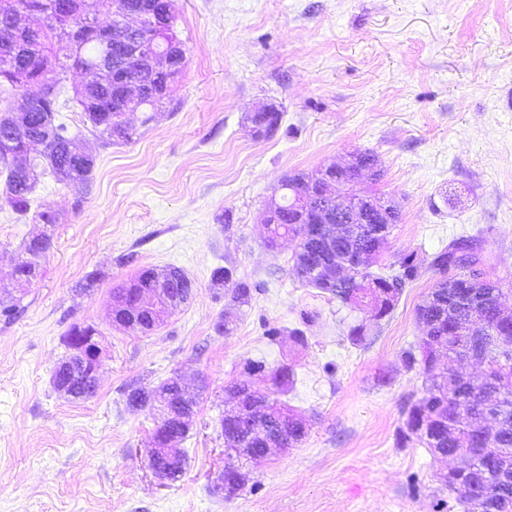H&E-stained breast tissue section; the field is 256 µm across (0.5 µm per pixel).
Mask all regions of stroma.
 Here are the masks:
<instances>
[{"mask_svg":"<svg viewBox=\"0 0 512 512\" xmlns=\"http://www.w3.org/2000/svg\"><path fill=\"white\" fill-rule=\"evenodd\" d=\"M186 66L171 104L132 112L131 142L106 145L67 107L96 161L89 192L44 176L30 214L0 202V289L24 312L0 321V512H464L441 486V464L419 442L399 445L411 403L424 394L405 353L422 328L415 309L439 278L433 255L483 236L482 267L512 275V0H171ZM271 104L277 132L254 137L248 113ZM373 152L401 217L376 270L416 254L391 318L371 344L348 328L366 312L301 284L294 243L265 244L262 222L282 180ZM58 217L43 274L12 270L35 213ZM175 265L195 285L186 304L143 334L111 317L112 290L143 267ZM251 287L249 304L213 287L215 267ZM93 290L80 292L88 274ZM225 319L232 329L217 332ZM101 348L94 397L68 400L51 372L73 324ZM303 328L307 342L291 331ZM264 373L294 366L280 401L302 413L295 448L248 462L250 481L214 490L224 468L226 386L248 361ZM178 376L197 401L187 465L168 484L146 465L155 422L132 410V386Z\"/></svg>","mask_w":512,"mask_h":512,"instance_id":"stroma-1","label":"stroma"}]
</instances>
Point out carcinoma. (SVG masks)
<instances>
[{
  "label": "carcinoma",
  "instance_id": "cac0c4a2",
  "mask_svg": "<svg viewBox=\"0 0 512 512\" xmlns=\"http://www.w3.org/2000/svg\"><path fill=\"white\" fill-rule=\"evenodd\" d=\"M36 30L43 40L34 46L47 47V42L56 36L57 27L47 14L35 22ZM104 49L94 40L81 42L75 53L61 61L60 72H67L80 64L96 67L103 61ZM122 71L138 73L146 83H153L159 75L142 71L137 62L120 54L112 55V73ZM24 95L35 103L29 122L16 132L20 144L31 149L37 157V169L27 178L18 170L8 154L0 151V174L5 175L0 199L21 215L29 212L32 196L40 177L50 173L59 175L60 167L69 170L71 184L88 188L95 159L86 161L71 153L79 133L69 126L49 117L42 109V90L35 86L24 88ZM84 115V123L103 143H114L113 130L121 123L122 109L105 112L99 107L83 102L78 94L70 98ZM282 119L280 112H257L249 120L264 128L278 130ZM285 194L281 196L283 209L294 206L301 194L300 184L285 179L281 183ZM44 224V230L22 245L14 272L23 275L33 267L42 266L51 247L53 230L58 224L57 214L50 209L36 213ZM390 224H339L315 231H304L295 224L267 225V243L276 246L283 238L295 240L294 272L301 282L309 287L326 292L346 306L360 309L370 308L375 326L391 317L406 284L418 275L416 257L408 255L398 272L382 275L371 271L384 250L380 241L390 235ZM460 251L456 243L435 254L431 266L446 274L455 263ZM479 259L474 257L468 266H459L457 271L440 280L416 308V318L423 319L430 329L418 342L417 351L406 353L409 367L419 366L425 379L424 395L412 403L405 412L404 426L400 429V443L417 441L429 449L448 450L446 459L454 460L453 449L471 448L473 454L468 462V475L462 482L449 480L444 483L451 493H457L465 505V512H512V349L501 347L497 341L512 338V315L501 316L500 297L503 280L476 282L483 274L477 268ZM211 282L221 285L231 293V298L240 303L249 302L250 286L233 281V271L227 267H216L211 273ZM162 289L173 300H188L193 281L175 266L162 270L153 267L141 268L134 277L126 281L116 294H124L130 308L137 307L146 296ZM22 299L0 296V320L13 321L23 310ZM484 317V325L473 320L474 312ZM352 344L360 346L372 338V329L365 323L350 327ZM473 359L485 365L482 379L466 378L457 371L460 360ZM55 374L66 376L79 399H84L85 383L80 368L67 370L66 366L55 369ZM250 368H245V378L228 388L234 394H243L259 404L260 418L269 436H278L288 431V446L294 447L304 441L308 427L295 424L301 416L293 409L278 402L269 392H252ZM275 389L293 388L294 370L287 364L277 367L271 374ZM126 403L132 408H147L156 414L157 407L165 403L174 408L179 405V395L170 381L153 387H132L126 394ZM490 422L495 430L486 436L481 432L484 423ZM224 430V447L252 448L247 438L248 421L242 420L234 428L232 419L221 420Z\"/></svg>",
  "mask_w": 512,
  "mask_h": 512
}]
</instances>
